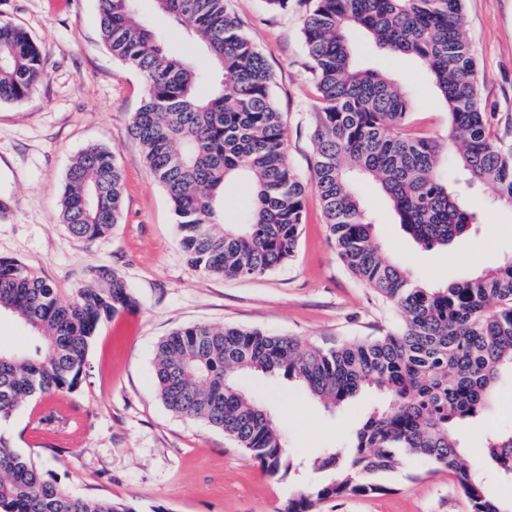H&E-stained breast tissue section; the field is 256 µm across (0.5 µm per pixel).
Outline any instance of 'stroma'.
I'll return each mask as SVG.
<instances>
[{
    "instance_id": "1",
    "label": "stroma",
    "mask_w": 512,
    "mask_h": 512,
    "mask_svg": "<svg viewBox=\"0 0 512 512\" xmlns=\"http://www.w3.org/2000/svg\"><path fill=\"white\" fill-rule=\"evenodd\" d=\"M230 6L269 64L288 159L309 184L294 259L244 280L201 275L189 266L172 206L129 132L144 84L104 46L97 0H66L61 7L52 0H0V19L28 30L45 72L29 99L0 102V257L23 262L64 296L91 283L98 268L115 269L133 297L131 307L100 325L78 388L25 403L0 431L74 495L125 503L135 512H278L292 487L290 480L270 479L223 432L165 408L154 384L155 350L164 336L207 323L329 348L382 335L399 318L339 259L310 184L316 91L302 33L304 5L285 12L269 10L265 0H231ZM463 10L481 94L495 112L490 133L511 141L512 0H464ZM352 39L363 67L411 92L413 127L446 138L448 109L425 67L377 48L363 33ZM90 144L114 151L124 203L121 224L84 240L62 224L59 201L72 159ZM356 189L383 255L423 284L438 288L512 257V208L493 202L487 189L462 196L479 231L447 251L416 244L375 183L362 181ZM239 384L269 408L297 460L345 440L372 405L362 393L328 410L281 376L245 375ZM506 423H512L507 376L482 423L463 429L467 454L482 447L487 428ZM381 482L384 492L329 501L321 512H470L454 475L422 459L401 458Z\"/></svg>"
}]
</instances>
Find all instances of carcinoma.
<instances>
[{
	"label": "carcinoma",
	"mask_w": 512,
	"mask_h": 512,
	"mask_svg": "<svg viewBox=\"0 0 512 512\" xmlns=\"http://www.w3.org/2000/svg\"><path fill=\"white\" fill-rule=\"evenodd\" d=\"M99 0L100 30L112 57L136 71L146 96L131 133L172 204L191 268L251 278L296 253L307 183L288 160L272 74L242 32L229 0H154L212 65L203 72L166 46L134 7ZM463 0H306L303 35L317 92L313 182L338 256L358 280L402 314L381 336L333 348L239 327L193 324L160 340L155 383L165 407L224 432L271 478L302 464L267 409L238 386L242 374L298 381L327 409L363 390L379 396L346 441L321 448L318 477L289 493L279 512H317L347 495L386 491L379 476L402 454L424 458L458 481L471 512H512L489 494L485 468L512 478V427L488 431L479 456L464 462L455 428L488 413L500 378L512 373V258L444 288L417 282L388 261L353 186L378 183L399 223L422 247L447 248L471 234L466 189L487 187L512 207V143L493 139L494 113L480 99ZM420 61L448 107V139L410 127L414 101L394 79L356 61L349 32ZM43 79L42 57L21 26L0 19V102L21 103ZM251 188L250 206L223 223L229 185ZM123 174L115 153L90 145L67 171L60 216L79 239L122 222ZM132 303L124 276L100 268L91 284L62 296L25 264L0 258V313L28 332L31 348L0 342V422L38 393H70L81 382L98 326ZM0 512H132L109 499L72 494L0 432Z\"/></svg>",
	"instance_id": "1"
}]
</instances>
